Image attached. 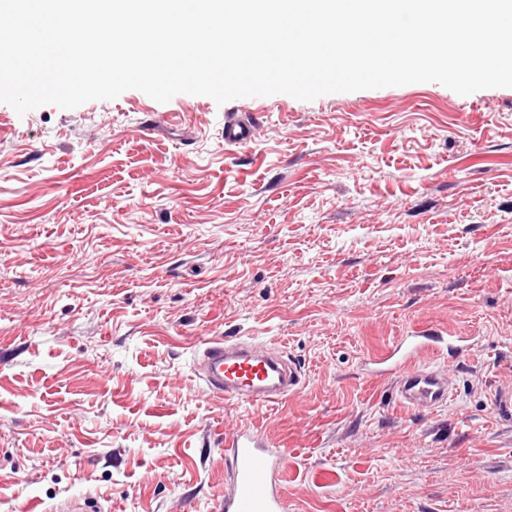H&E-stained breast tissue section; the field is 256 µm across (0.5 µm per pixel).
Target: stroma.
<instances>
[{"mask_svg": "<svg viewBox=\"0 0 512 512\" xmlns=\"http://www.w3.org/2000/svg\"><path fill=\"white\" fill-rule=\"evenodd\" d=\"M137 90L0 103V512H215L224 436L288 451V512H512V88L436 83L235 101ZM416 327L479 337L431 412L363 356ZM283 351L305 384L210 395L206 342ZM255 126L243 119L239 112L230 111L224 114V144L232 147L246 146L254 140Z\"/></svg>", "mask_w": 512, "mask_h": 512, "instance_id": "stroma-1", "label": "stroma"}]
</instances>
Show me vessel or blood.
I'll use <instances>...</instances> for the list:
<instances>
[{
    "mask_svg": "<svg viewBox=\"0 0 512 512\" xmlns=\"http://www.w3.org/2000/svg\"><path fill=\"white\" fill-rule=\"evenodd\" d=\"M254 125L239 112L224 115V143L241 147L254 140ZM461 357L469 353L465 338L445 337L420 329L394 341L383 352L368 356L370 371L393 378L395 397L404 406L431 412L447 404L453 390L438 369L422 366V358L437 348ZM198 374L210 394L257 406H274L299 391L297 365L278 351H260L249 342L217 338L207 342ZM286 449L271 447L257 430L242 426L224 438V461L231 484L216 512H287L281 475Z\"/></svg>",
    "mask_w": 512,
    "mask_h": 512,
    "instance_id": "1",
    "label": "vessel or blood"
}]
</instances>
